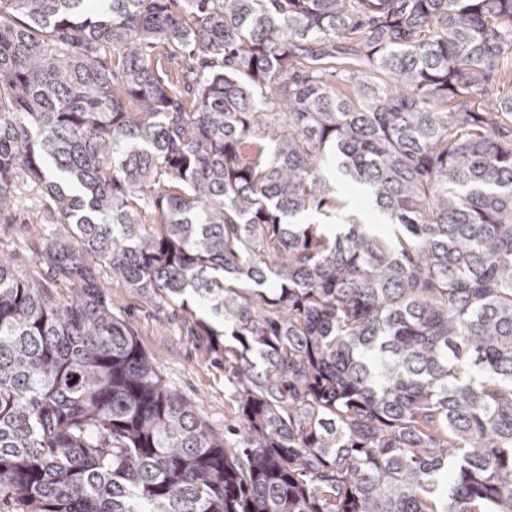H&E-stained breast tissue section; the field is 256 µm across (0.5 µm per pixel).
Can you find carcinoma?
<instances>
[{
    "label": "carcinoma",
    "mask_w": 512,
    "mask_h": 512,
    "mask_svg": "<svg viewBox=\"0 0 512 512\" xmlns=\"http://www.w3.org/2000/svg\"><path fill=\"white\" fill-rule=\"evenodd\" d=\"M509 50L512 0H0V224L36 186L26 223L54 226L40 260L70 294L0 255V497L512 512ZM102 268L234 340L224 434Z\"/></svg>",
    "instance_id": "1"
}]
</instances>
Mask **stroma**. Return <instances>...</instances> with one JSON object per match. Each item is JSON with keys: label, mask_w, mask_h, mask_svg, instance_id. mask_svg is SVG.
I'll return each mask as SVG.
<instances>
[{"label": "stroma", "mask_w": 512, "mask_h": 512, "mask_svg": "<svg viewBox=\"0 0 512 512\" xmlns=\"http://www.w3.org/2000/svg\"><path fill=\"white\" fill-rule=\"evenodd\" d=\"M39 200L34 188L22 187L17 197L18 223L0 224V253L11 256L18 275L30 278L43 274L37 263L38 230L26 221ZM109 292L135 326L142 348L154 359L166 385L190 400L213 430L223 432L225 422L235 416L236 405L227 397L224 365L217 361L209 337L188 335L180 315L142 302L120 282H110Z\"/></svg>", "instance_id": "obj_1"}]
</instances>
